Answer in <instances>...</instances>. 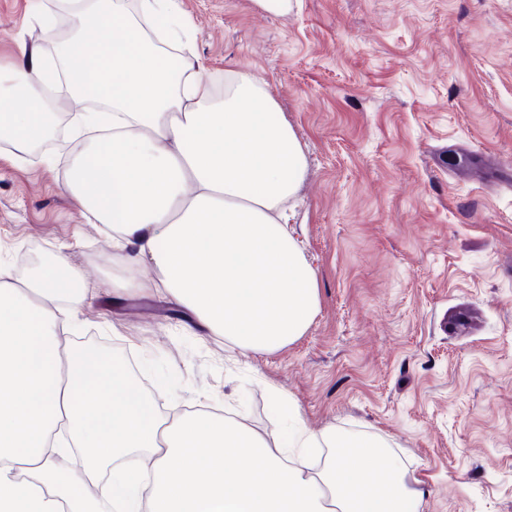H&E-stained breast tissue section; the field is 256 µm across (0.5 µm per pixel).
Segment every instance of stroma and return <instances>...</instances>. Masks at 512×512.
<instances>
[{
	"label": "stroma",
	"instance_id": "35a3bbf8",
	"mask_svg": "<svg viewBox=\"0 0 512 512\" xmlns=\"http://www.w3.org/2000/svg\"><path fill=\"white\" fill-rule=\"evenodd\" d=\"M182 0L185 59L245 69L293 125L307 173L290 227L319 310L242 356L125 269L64 188L79 140L0 147V258L87 272L71 342L103 341L161 411L205 404L288 441L294 422L385 443L425 493L409 512H512V0ZM64 0H0V64L44 44Z\"/></svg>",
	"mask_w": 512,
	"mask_h": 512
}]
</instances>
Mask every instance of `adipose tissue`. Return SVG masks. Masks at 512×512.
Segmentation results:
<instances>
[{"label": "adipose tissue", "mask_w": 512, "mask_h": 512, "mask_svg": "<svg viewBox=\"0 0 512 512\" xmlns=\"http://www.w3.org/2000/svg\"><path fill=\"white\" fill-rule=\"evenodd\" d=\"M83 24L52 54L20 45L0 70V130L16 149L45 140L56 102L75 132L111 123L66 180L112 246L154 279L117 292L160 293L241 353L294 342L319 308L316 273L286 208L306 172L302 143L250 71L229 72L215 97L205 68L176 51L187 40L181 0H68ZM66 255L18 275L0 261V512H407L423 493L384 445L295 429L289 448L205 408L170 422L121 364L90 367L63 347L85 297ZM328 446L311 470L304 449ZM81 449L79 470L59 466ZM147 479L114 471L105 497L85 494L98 469L134 453Z\"/></svg>", "instance_id": "adipose-tissue-1"}]
</instances>
